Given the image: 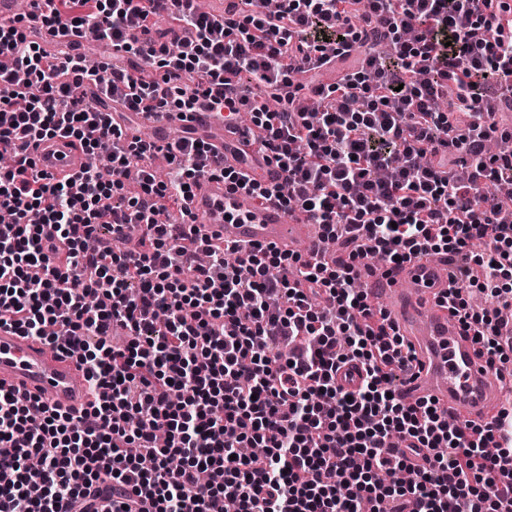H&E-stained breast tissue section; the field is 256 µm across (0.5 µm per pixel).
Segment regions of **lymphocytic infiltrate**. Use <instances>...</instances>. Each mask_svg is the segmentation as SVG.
Segmentation results:
<instances>
[{"mask_svg":"<svg viewBox=\"0 0 512 512\" xmlns=\"http://www.w3.org/2000/svg\"><path fill=\"white\" fill-rule=\"evenodd\" d=\"M45 34L67 32L49 56L25 29L0 25V322L84 366L97 399L82 415L38 406L0 387V512H512V450L499 426L449 424L433 401L399 387L411 355L361 282L371 257L390 269L443 255L460 281L448 299L481 354L504 370L498 339L512 312V131L482 113L512 112V34L504 0H241L218 20L195 0H30ZM183 25L174 44L140 45L161 16ZM150 62L156 78L88 67L82 42ZM364 53L315 89L318 123L286 94L295 71L316 73L353 46ZM266 87L268 98L244 89ZM120 95L131 112L208 109L250 124L282 169L275 186L222 170L225 184L304 213L338 239V257L305 259L271 246L201 244L189 188L204 176L192 127L168 143L124 142L111 112L87 104ZM465 115V127L451 123ZM86 155L112 146V175L91 166L55 180L30 144L54 136ZM467 177L452 176L451 150ZM485 247L473 255V242ZM234 262H226V253ZM491 300L473 308L466 293ZM96 335L89 344L87 335ZM364 377L336 382L349 363ZM425 468L417 482L401 471Z\"/></svg>","mask_w":512,"mask_h":512,"instance_id":"lymphocytic-infiltrate-1","label":"lymphocytic infiltrate"}]
</instances>
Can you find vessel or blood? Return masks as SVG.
Listing matches in <instances>:
<instances>
[{
    "mask_svg": "<svg viewBox=\"0 0 512 512\" xmlns=\"http://www.w3.org/2000/svg\"><path fill=\"white\" fill-rule=\"evenodd\" d=\"M197 135L210 145L207 165L238 167L227 146L244 143L240 127L213 112L192 113ZM142 122L152 128L151 141L166 145L172 119L160 113L145 114ZM250 155L258 147L244 143ZM31 154L39 167L61 179L86 162L80 145L54 137L39 141ZM251 180L270 185L283 178L275 163L261 162L248 172ZM199 237L241 247L271 245L305 258L322 250V231L297 212L264 202L247 190H232L222 177L199 179L187 202ZM234 223H225V215ZM454 281L444 264L416 258L386 275L376 274L368 283L374 301L384 302L390 322L404 336L416 356V370L405 393L408 402L434 400L458 425L492 421L512 382L497 376L485 357L479 356L472 335L441 306ZM0 385L28 400L71 412L84 409L92 396L76 361L46 343L21 336L12 326L0 324Z\"/></svg>",
    "mask_w": 512,
    "mask_h": 512,
    "instance_id": "obj_1",
    "label": "vessel or blood"
}]
</instances>
